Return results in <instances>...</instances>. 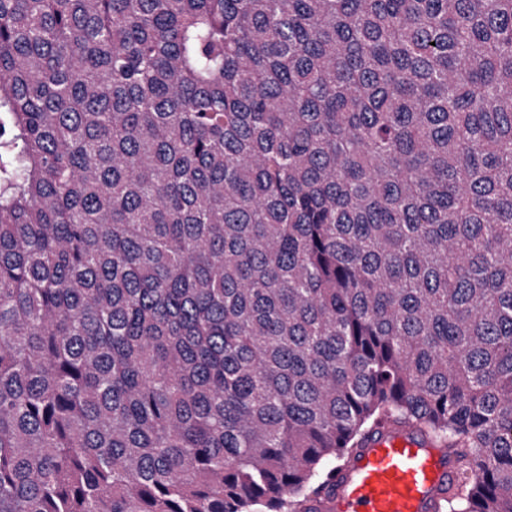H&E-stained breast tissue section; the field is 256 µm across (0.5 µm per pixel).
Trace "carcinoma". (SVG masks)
I'll return each instance as SVG.
<instances>
[{
    "mask_svg": "<svg viewBox=\"0 0 512 512\" xmlns=\"http://www.w3.org/2000/svg\"><path fill=\"white\" fill-rule=\"evenodd\" d=\"M391 423L512 512V0H0V512H306Z\"/></svg>",
    "mask_w": 512,
    "mask_h": 512,
    "instance_id": "carcinoma-1",
    "label": "carcinoma"
}]
</instances>
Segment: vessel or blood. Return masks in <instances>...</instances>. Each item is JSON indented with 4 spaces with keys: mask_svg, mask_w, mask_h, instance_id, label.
<instances>
[{
    "mask_svg": "<svg viewBox=\"0 0 512 512\" xmlns=\"http://www.w3.org/2000/svg\"><path fill=\"white\" fill-rule=\"evenodd\" d=\"M459 479L447 449L410 428L390 425L337 465L309 512H441Z\"/></svg>",
    "mask_w": 512,
    "mask_h": 512,
    "instance_id": "vessel-or-blood-1",
    "label": "vessel or blood"
}]
</instances>
